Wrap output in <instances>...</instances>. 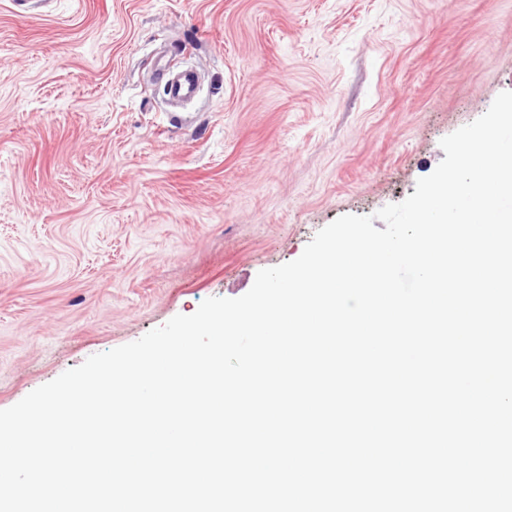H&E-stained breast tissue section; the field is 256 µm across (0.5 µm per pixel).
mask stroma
I'll list each match as a JSON object with an SVG mask.
<instances>
[{
	"instance_id": "obj_1",
	"label": "stroma",
	"mask_w": 512,
	"mask_h": 512,
	"mask_svg": "<svg viewBox=\"0 0 512 512\" xmlns=\"http://www.w3.org/2000/svg\"><path fill=\"white\" fill-rule=\"evenodd\" d=\"M504 91L512 0H0V409L384 229Z\"/></svg>"
}]
</instances>
